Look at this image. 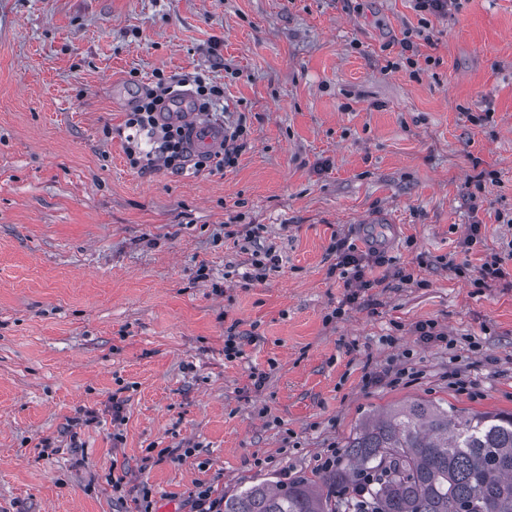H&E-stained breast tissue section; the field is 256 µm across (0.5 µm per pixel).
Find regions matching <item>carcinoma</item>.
Masks as SVG:
<instances>
[{
    "label": "carcinoma",
    "mask_w": 512,
    "mask_h": 512,
    "mask_svg": "<svg viewBox=\"0 0 512 512\" xmlns=\"http://www.w3.org/2000/svg\"><path fill=\"white\" fill-rule=\"evenodd\" d=\"M343 458L316 481L254 484L224 512H364L336 494L371 471L374 512H512V413L411 402L362 424Z\"/></svg>",
    "instance_id": "carcinoma-1"
}]
</instances>
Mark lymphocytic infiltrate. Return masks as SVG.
Returning a JSON list of instances; mask_svg holds the SVG:
<instances>
[{"instance_id":"1","label":"lymphocytic infiltrate","mask_w":512,"mask_h":512,"mask_svg":"<svg viewBox=\"0 0 512 512\" xmlns=\"http://www.w3.org/2000/svg\"><path fill=\"white\" fill-rule=\"evenodd\" d=\"M416 11L422 18L416 29H406L400 41L401 52L397 60L388 62L387 70L404 68L410 73H417L419 50L418 39L425 36V25L430 18L444 19L453 11L459 10L460 0H414ZM194 85V97L198 111H211L224 98L223 85L207 81L205 76L192 77L181 74L156 73L155 83L136 100L132 109L127 112L125 127L126 156L131 167L142 168L148 165H163L172 172H183L187 167L202 170L214 168L224 170L235 167L238 157L247 145L250 130L245 122L239 121L224 127V145L221 152L193 156L189 135L183 125L178 123H160L159 114L167 105L177 99L181 89ZM150 133L155 146L150 151L141 148V136Z\"/></svg>"}]
</instances>
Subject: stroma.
<instances>
[{
  "instance_id": "stroma-1",
  "label": "stroma",
  "mask_w": 512,
  "mask_h": 512,
  "mask_svg": "<svg viewBox=\"0 0 512 512\" xmlns=\"http://www.w3.org/2000/svg\"><path fill=\"white\" fill-rule=\"evenodd\" d=\"M420 18L414 0H0V512H137L144 486L188 512L200 485L317 477L410 401L512 413V0H461L419 46L435 65L384 71ZM158 70L223 85L213 119L251 128L235 167L129 166L118 131ZM371 217L402 232L349 305L332 244ZM254 228L279 256L260 282ZM493 252L508 275L476 287ZM427 320L456 351L420 341ZM231 329L256 338L228 361ZM404 363L415 378L364 386Z\"/></svg>"
}]
</instances>
